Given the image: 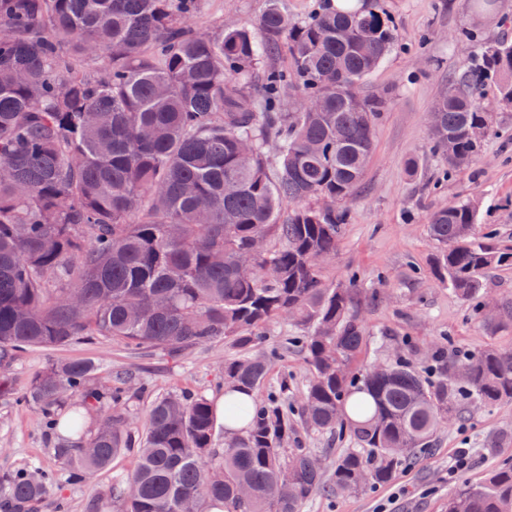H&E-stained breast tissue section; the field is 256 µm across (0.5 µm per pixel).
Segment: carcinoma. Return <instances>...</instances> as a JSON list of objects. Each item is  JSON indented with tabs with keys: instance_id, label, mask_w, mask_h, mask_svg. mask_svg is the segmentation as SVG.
<instances>
[{
	"instance_id": "carcinoma-1",
	"label": "carcinoma",
	"mask_w": 512,
	"mask_h": 512,
	"mask_svg": "<svg viewBox=\"0 0 512 512\" xmlns=\"http://www.w3.org/2000/svg\"><path fill=\"white\" fill-rule=\"evenodd\" d=\"M206 4L0 0V392L21 349L97 336L179 358L222 340L236 349L224 360V419L245 427L219 452L206 398L162 396L134 448L123 402L132 375L100 393L94 362L53 365L33 377L27 399L78 441L54 449V472L0 478L15 512L130 451L133 467L97 506L303 512L316 496L389 483L470 407L512 399V349L495 344L436 347L418 360L406 343L380 368L357 365L363 308L378 289L356 287L354 276L327 285L319 274L389 103L359 90L394 45L383 11L347 0L292 21L286 0H267L258 41L237 23L199 30ZM281 48L296 83L273 69L254 84L259 61ZM489 90L512 105V41L478 45L430 112L446 170L478 155L493 117ZM476 231L469 201L429 215L435 278L485 322L484 274L512 266V249L478 242ZM256 243L254 272L243 276L237 258ZM275 322L305 334L253 352ZM511 322L512 296L502 297L495 323ZM293 349L310 371L300 404L285 383L260 395L272 361ZM75 397L100 412L88 437L80 411L55 413ZM298 420L354 444L329 475L310 450L286 448ZM446 512H512V457L485 481L457 485Z\"/></svg>"
}]
</instances>
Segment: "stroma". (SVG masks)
Segmentation results:
<instances>
[{
  "label": "stroma",
  "instance_id": "obj_1",
  "mask_svg": "<svg viewBox=\"0 0 512 512\" xmlns=\"http://www.w3.org/2000/svg\"><path fill=\"white\" fill-rule=\"evenodd\" d=\"M394 30L392 51L361 84L363 94L389 93L390 103L375 127L374 149L356 197L347 205L348 222L335 255L320 269L324 281L339 284L356 276L357 287L377 288L379 302L365 313L368 342L361 363L373 361L383 335L423 347L452 337L458 347L489 344L512 347V326L475 320L468 305L432 274L435 246L426 231L432 209L459 201L472 202L480 231L491 232L493 245H512V107L495 106L493 128L477 160L442 175L431 153L429 114L448 87L453 70L468 61L476 40H512V0H493L487 10L472 0H376ZM267 0H209L198 28L213 31L225 23L257 30ZM231 354L224 342L190 351L174 360L161 352H128L97 338L50 350L15 353L11 363L14 390L0 395V477L32 467L55 470L54 448L62 433L47 425L39 409L22 402L30 379L48 366L78 358L95 359L100 381L132 373L127 406L132 429L141 432L151 401L176 392L217 401L224 395L218 381ZM308 379L302 353L289 352L272 366L267 391L288 381L300 398ZM512 431V401L471 410L461 425L443 428L432 451L402 468L394 479L358 494L317 497L305 512H445L448 493L463 482L483 481L499 458L484 454L482 441ZM472 451L469 470L449 477L456 449ZM132 465L114 462L85 482L52 487L33 512H89L98 490L111 486Z\"/></svg>",
  "mask_w": 512,
  "mask_h": 512
}]
</instances>
